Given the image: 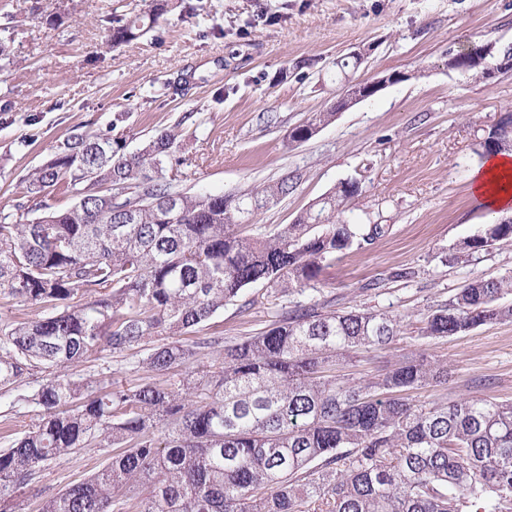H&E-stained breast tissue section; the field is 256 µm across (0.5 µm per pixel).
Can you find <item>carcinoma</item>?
I'll list each match as a JSON object with an SVG mask.
<instances>
[{
    "label": "carcinoma",
    "mask_w": 512,
    "mask_h": 512,
    "mask_svg": "<svg viewBox=\"0 0 512 512\" xmlns=\"http://www.w3.org/2000/svg\"><path fill=\"white\" fill-rule=\"evenodd\" d=\"M168 8L149 0L113 19L112 42L137 39ZM335 118L334 108L313 113L290 142ZM481 147L512 155L511 112ZM180 165L167 132L134 151L113 127L75 133L27 185L36 195L69 189L74 204L30 220L0 212V292L49 310L0 329V398L35 416L0 452V512H14L9 489L86 448L117 452L39 512H512V400L422 405L413 393L448 383V369L424 356L373 380L336 378V365L396 341L391 316L314 304L232 345L178 341L247 288L302 289L325 262L385 233L338 218L359 192L353 180L258 236L250 217L292 193L296 176L194 195L175 189ZM496 220L456 246V261L512 242V217ZM507 294L511 273L475 281L433 309L422 333L512 321V305L498 303ZM159 337L142 366L181 369L177 384L67 372ZM220 348L224 360L197 376L194 364Z\"/></svg>",
    "instance_id": "1"
}]
</instances>
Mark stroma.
I'll return each mask as SVG.
<instances>
[{
    "label": "stroma",
    "mask_w": 512,
    "mask_h": 512,
    "mask_svg": "<svg viewBox=\"0 0 512 512\" xmlns=\"http://www.w3.org/2000/svg\"><path fill=\"white\" fill-rule=\"evenodd\" d=\"M144 0H0V210L37 216L70 207L64 189L29 194L26 179L77 131L115 127L137 147L174 134L184 174L198 194L258 190L296 173L295 190L260 210L253 230L291 223L344 179L359 194L345 220L382 224L385 234L327 262L302 290L248 288L184 336L253 335L296 305L379 311L400 322L391 348L337 366V375L370 380L421 355L448 368L444 386L416 400L472 396L512 400V322L452 337L425 338L437 304L467 284L512 272V244L454 258L455 248L491 215L471 192L485 129L512 110V75L476 79L449 70V55L469 42L512 43V0H179L143 37L108 40L113 19ZM358 52V67L337 59ZM391 72L402 82L339 108L349 84ZM336 118L311 139L288 134L309 115ZM409 268L416 276L393 280ZM142 344L101 353L77 373L127 386L154 379L140 367ZM112 451L88 448L50 465L31 486L14 489L22 512L42 497L89 478Z\"/></svg>",
    "instance_id": "obj_1"
}]
</instances>
